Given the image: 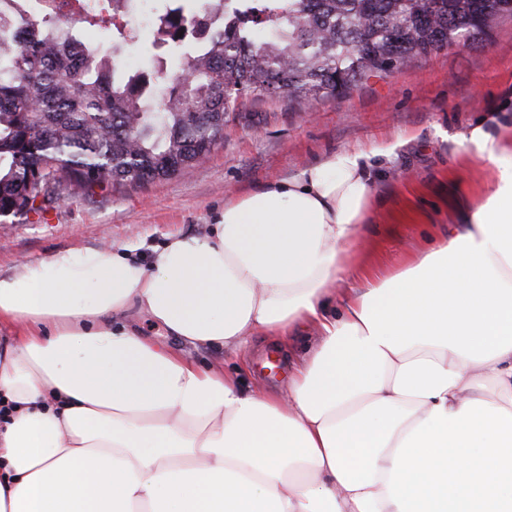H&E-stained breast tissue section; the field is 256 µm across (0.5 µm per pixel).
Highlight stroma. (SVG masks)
<instances>
[{"label": "stroma", "instance_id": "35a3bbf8", "mask_svg": "<svg viewBox=\"0 0 512 512\" xmlns=\"http://www.w3.org/2000/svg\"><path fill=\"white\" fill-rule=\"evenodd\" d=\"M123 53L158 91L179 69L178 49L153 44L147 36ZM507 98H512V16L495 21L486 45L448 47L414 59L341 98L247 101L229 116L223 144L189 175L92 194L76 190L64 203L47 207L44 218L0 219V276L58 249L119 247L136 237L151 246L174 232H203L228 196L296 174L330 151L383 146L408 132L412 141L375 169L379 202L362 229L367 252L357 258L387 272L410 248L457 223L460 211L479 198L493 169L464 154L457 136ZM314 344V337H296L287 364L273 376L261 369L269 353L262 344L243 359L207 347L194 356L202 365L228 370L247 361L248 385L274 391Z\"/></svg>", "mask_w": 512, "mask_h": 512}]
</instances>
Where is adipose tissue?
<instances>
[{
    "instance_id": "1",
    "label": "adipose tissue",
    "mask_w": 512,
    "mask_h": 512,
    "mask_svg": "<svg viewBox=\"0 0 512 512\" xmlns=\"http://www.w3.org/2000/svg\"><path fill=\"white\" fill-rule=\"evenodd\" d=\"M460 143L493 182L386 275L352 259L390 146L228 198L151 264L130 242L0 276V512H512V125ZM308 332L280 394L192 355Z\"/></svg>"
}]
</instances>
